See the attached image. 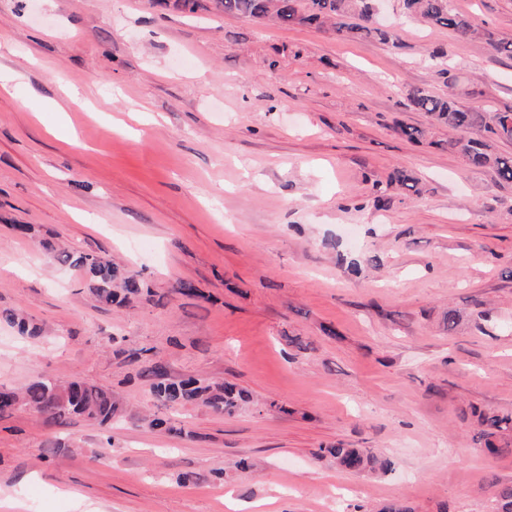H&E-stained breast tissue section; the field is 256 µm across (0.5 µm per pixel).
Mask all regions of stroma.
I'll use <instances>...</instances> for the list:
<instances>
[{
	"label": "stroma",
	"mask_w": 512,
	"mask_h": 512,
	"mask_svg": "<svg viewBox=\"0 0 512 512\" xmlns=\"http://www.w3.org/2000/svg\"><path fill=\"white\" fill-rule=\"evenodd\" d=\"M371 3L396 44L209 0H0V66L25 74L0 89V390L81 377L120 408L107 434L1 412L0 512H493L512 453H487L475 413H512V183L447 128H400L429 123L412 86L512 107V58ZM450 4L512 41V0ZM62 81L82 100L58 112ZM60 247L151 295L102 304ZM158 359L249 400L164 405L139 374ZM339 442L392 470L340 469Z\"/></svg>",
	"instance_id": "35a3bbf8"
}]
</instances>
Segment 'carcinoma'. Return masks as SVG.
Here are the masks:
<instances>
[{"mask_svg":"<svg viewBox=\"0 0 512 512\" xmlns=\"http://www.w3.org/2000/svg\"><path fill=\"white\" fill-rule=\"evenodd\" d=\"M403 4L410 16L424 24L446 28L460 40L481 38L496 52L512 57V42L495 38L473 17L453 10L450 0H403ZM213 5L226 14L279 26L329 24L344 41H396V35L387 32L375 20L369 0H213ZM405 99L408 107L426 113L432 123L448 128L449 149L473 167L489 168L502 180L512 182V155L497 150L498 142L512 141L511 108L476 112L421 87L407 89ZM59 260L83 270L89 288L107 305L123 306L143 291L137 275L92 254L63 251ZM142 374L152 379L154 395L167 405L196 402L215 412L231 415L247 399L243 391L229 383L218 384L203 378L172 381L160 361L146 366ZM15 406L34 409L54 420L81 416L104 430L112 429L117 411L112 392L79 379L67 384L38 379L20 393L0 390V410ZM479 424L480 435L493 452L499 453L512 445V415L482 413ZM328 453L336 465L347 471L387 473L392 470L389 458L366 454L358 448L338 445L328 449ZM495 501V512H512V485L496 489Z\"/></svg>","mask_w":512,"mask_h":512,"instance_id":"carcinoma-1","label":"carcinoma"}]
</instances>
